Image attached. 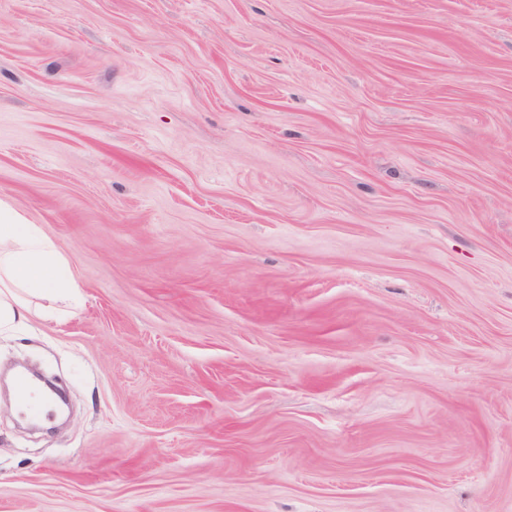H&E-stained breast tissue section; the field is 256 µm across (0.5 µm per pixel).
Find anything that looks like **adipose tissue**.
I'll return each instance as SVG.
<instances>
[{
    "label": "adipose tissue",
    "instance_id": "1",
    "mask_svg": "<svg viewBox=\"0 0 512 512\" xmlns=\"http://www.w3.org/2000/svg\"><path fill=\"white\" fill-rule=\"evenodd\" d=\"M79 298L71 264L40 225L0 198V334L26 327L36 302Z\"/></svg>",
    "mask_w": 512,
    "mask_h": 512
}]
</instances>
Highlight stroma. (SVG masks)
Masks as SVG:
<instances>
[{
  "mask_svg": "<svg viewBox=\"0 0 512 512\" xmlns=\"http://www.w3.org/2000/svg\"><path fill=\"white\" fill-rule=\"evenodd\" d=\"M3 196L0 512H512V0H0ZM79 284L59 246L38 224L0 198V334L26 327L34 300L46 302L54 316L57 302H76Z\"/></svg>",
  "mask_w": 512,
  "mask_h": 512,
  "instance_id": "stroma-1",
  "label": "stroma"
}]
</instances>
